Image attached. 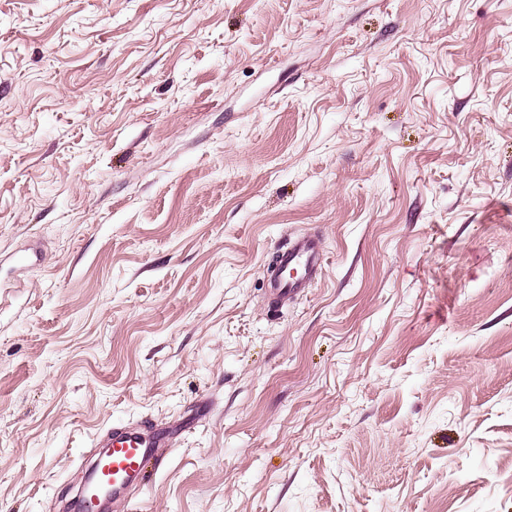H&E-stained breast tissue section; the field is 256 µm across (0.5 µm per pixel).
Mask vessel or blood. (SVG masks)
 Masks as SVG:
<instances>
[{"mask_svg":"<svg viewBox=\"0 0 512 512\" xmlns=\"http://www.w3.org/2000/svg\"><path fill=\"white\" fill-rule=\"evenodd\" d=\"M274 254L280 271L268 275L267 287L280 302L300 296L325 262L323 243L313 235L291 237L287 244L276 247ZM169 445L163 430L113 426L94 463L86 497L95 498L107 489L122 496L130 485L143 480L148 464L162 465L160 451Z\"/></svg>","mask_w":512,"mask_h":512,"instance_id":"obj_1","label":"vessel or blood"}]
</instances>
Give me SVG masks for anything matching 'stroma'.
<instances>
[{
    "label": "stroma",
    "mask_w": 512,
    "mask_h": 512,
    "mask_svg": "<svg viewBox=\"0 0 512 512\" xmlns=\"http://www.w3.org/2000/svg\"><path fill=\"white\" fill-rule=\"evenodd\" d=\"M117 423L128 512H512V0H0V512ZM274 256L284 273L270 272L266 285L278 302L300 296L325 262L322 240L313 235L294 236L286 245H275ZM171 443L163 429L141 430L140 428L115 425L112 432L100 443L106 448L97 457L91 484L85 490V496L93 499L104 490L112 488L120 498L126 489L138 481L144 480V469L151 461L159 468L165 456L158 455L157 448H169Z\"/></svg>",
    "instance_id": "obj_1"
}]
</instances>
